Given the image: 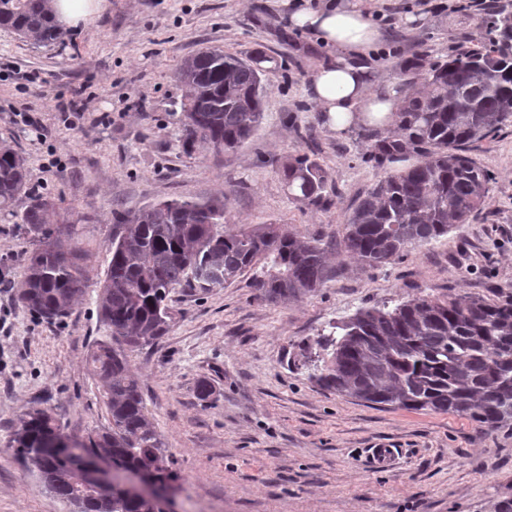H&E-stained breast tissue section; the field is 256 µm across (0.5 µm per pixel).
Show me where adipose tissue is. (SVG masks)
Wrapping results in <instances>:
<instances>
[{
  "mask_svg": "<svg viewBox=\"0 0 512 512\" xmlns=\"http://www.w3.org/2000/svg\"><path fill=\"white\" fill-rule=\"evenodd\" d=\"M288 23L332 50L311 86L312 100L329 127L341 132L358 124L380 126L397 111L401 96L396 87L373 83L367 67L359 63L380 43V31L360 0H297Z\"/></svg>",
  "mask_w": 512,
  "mask_h": 512,
  "instance_id": "ef3b65f1",
  "label": "adipose tissue"
}]
</instances>
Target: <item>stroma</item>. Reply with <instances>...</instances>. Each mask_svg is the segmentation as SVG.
<instances>
[{
    "label": "stroma",
    "mask_w": 512,
    "mask_h": 512,
    "mask_svg": "<svg viewBox=\"0 0 512 512\" xmlns=\"http://www.w3.org/2000/svg\"><path fill=\"white\" fill-rule=\"evenodd\" d=\"M457 0H363L385 15L365 64L371 77L421 91L406 61H447L487 42L486 18ZM282 0H108L63 44L38 46L0 28V143L27 161L28 192L0 214V512H74L25 469L9 444L34 405L62 432L87 439L110 424L88 364L110 340L98 295L120 214L161 200L226 195V233L273 223L308 238L342 235L344 219L381 170L361 132L331 130L310 99L330 51L290 28ZM217 46L264 62L263 120L221 153L182 147L175 74ZM34 117L35 126L20 122ZM309 154L328 173V206L293 198L281 175ZM468 154L492 180L482 211L447 235L366 268L343 248L330 255L317 292L271 303L245 272L202 293L175 289V320L154 344L131 352L147 409L166 443L177 491L167 512H493L512 498V428L488 433L453 413L369 405L322 387L317 343L365 308L431 298L512 295V123ZM70 225L93 258L87 286L52 321L26 308L15 285L35 244L19 215L29 196ZM212 393L200 397L199 380ZM392 464L371 466L378 443Z\"/></svg>",
    "instance_id": "obj_1"
}]
</instances>
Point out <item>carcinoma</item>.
Instances as JSON below:
<instances>
[{"mask_svg": "<svg viewBox=\"0 0 512 512\" xmlns=\"http://www.w3.org/2000/svg\"><path fill=\"white\" fill-rule=\"evenodd\" d=\"M48 2L0 0V27L36 44L63 43ZM261 74L253 58L219 48L184 59L178 69L186 90L184 149L199 144L221 152L251 137L263 116ZM422 80L427 95L405 98L385 127L358 126L372 141L377 164L394 165L345 219L344 247L368 267L448 234L484 207L491 176L466 147L494 138L512 119V57L495 53L489 41L432 66ZM282 176L297 199L325 201L328 173L308 155L289 159ZM26 181L24 158L0 146V211L13 205ZM47 210V202L34 199L21 215L44 245L32 252L18 295L34 313L57 319L83 293L91 254L71 232L47 225ZM225 214L224 197L216 196L163 200L118 218L99 295L112 343L97 344L89 356L111 426L74 441L62 458L42 452L63 437L46 409L28 411L11 433L15 454L49 479L51 493L81 504L78 512H165L160 499L120 491L101 498L83 483L81 460L98 453L127 469L150 465L161 483L177 480L126 358V350L167 333L172 290L220 288L260 263L266 270L253 288L270 302L314 292L327 281L328 243L278 224L227 235ZM335 329L325 339L331 356L318 378L326 389L370 404L451 412L485 431L512 425V299L422 296L392 309H361Z\"/></svg>", "mask_w": 512, "mask_h": 512, "instance_id": "1", "label": "carcinoma"}]
</instances>
